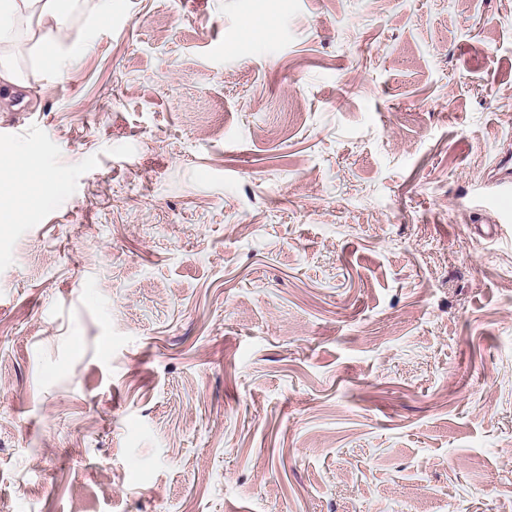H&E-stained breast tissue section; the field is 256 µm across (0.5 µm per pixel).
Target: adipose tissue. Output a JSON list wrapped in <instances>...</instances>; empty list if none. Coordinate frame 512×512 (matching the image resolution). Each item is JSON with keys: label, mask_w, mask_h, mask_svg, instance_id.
<instances>
[{"label": "adipose tissue", "mask_w": 512, "mask_h": 512, "mask_svg": "<svg viewBox=\"0 0 512 512\" xmlns=\"http://www.w3.org/2000/svg\"><path fill=\"white\" fill-rule=\"evenodd\" d=\"M25 31L40 48L57 50L55 65L79 58L86 46L83 36L68 37L58 20V0H0V100L10 101L23 77L6 50Z\"/></svg>", "instance_id": "adipose-tissue-1"}]
</instances>
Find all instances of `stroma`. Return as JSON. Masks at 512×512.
I'll use <instances>...</instances> for the list:
<instances>
[{
  "instance_id": "35a3bbf8",
  "label": "stroma",
  "mask_w": 512,
  "mask_h": 512,
  "mask_svg": "<svg viewBox=\"0 0 512 512\" xmlns=\"http://www.w3.org/2000/svg\"><path fill=\"white\" fill-rule=\"evenodd\" d=\"M58 7L83 56L18 38L0 109V512H512V0ZM1 162V182H0V191L6 192L10 189V184H7L5 181H16L20 177H22L28 167V161L25 154L21 151H16L10 155L9 159L2 160ZM5 166V168H4ZM3 172V177L2 176ZM3 177V179H2Z\"/></svg>"
}]
</instances>
